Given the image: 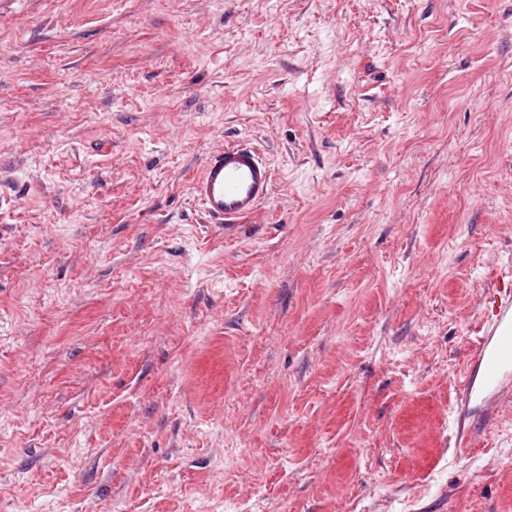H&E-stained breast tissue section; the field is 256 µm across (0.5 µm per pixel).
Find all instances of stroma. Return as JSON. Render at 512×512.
<instances>
[{"label": "stroma", "mask_w": 512, "mask_h": 512, "mask_svg": "<svg viewBox=\"0 0 512 512\" xmlns=\"http://www.w3.org/2000/svg\"><path fill=\"white\" fill-rule=\"evenodd\" d=\"M1 193L0 512H512V0H0ZM273 181L274 170L260 148L232 141L207 156L190 190L204 215L224 225L228 235L265 205ZM482 305L489 313L480 323L459 389L465 401L480 398L481 421L489 424L497 405L512 398V282L488 288Z\"/></svg>", "instance_id": "35a3bbf8"}]
</instances>
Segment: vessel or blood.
Returning <instances> with one entry per match:
<instances>
[{"label": "vessel or blood", "mask_w": 512, "mask_h": 512, "mask_svg": "<svg viewBox=\"0 0 512 512\" xmlns=\"http://www.w3.org/2000/svg\"><path fill=\"white\" fill-rule=\"evenodd\" d=\"M274 170L257 146L232 141L211 152L192 182V198L214 224L233 233L268 201ZM482 319L459 382L464 399L480 398L490 422L499 404L512 399V282L487 289Z\"/></svg>", "instance_id": "b4317fda"}]
</instances>
